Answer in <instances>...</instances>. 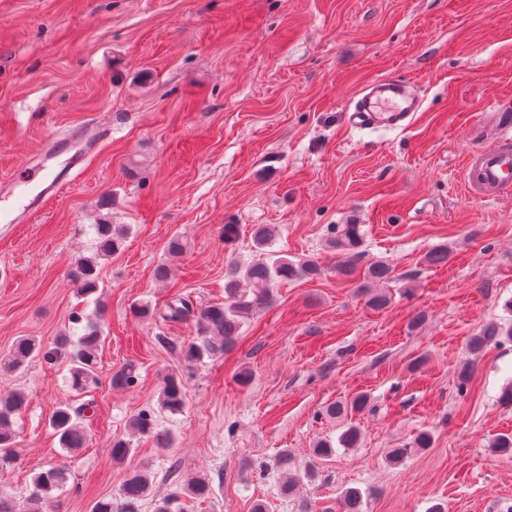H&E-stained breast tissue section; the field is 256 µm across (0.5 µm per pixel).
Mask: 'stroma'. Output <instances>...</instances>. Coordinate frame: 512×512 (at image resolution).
<instances>
[{
    "label": "stroma",
    "instance_id": "1",
    "mask_svg": "<svg viewBox=\"0 0 512 512\" xmlns=\"http://www.w3.org/2000/svg\"><path fill=\"white\" fill-rule=\"evenodd\" d=\"M389 76L419 87L413 123L354 129L350 104ZM510 100L512 0H0V182L22 183L52 135L104 130L74 185L27 222L0 224V357L21 336L52 347L76 312L105 331L88 394L70 390L59 361L0 372V395L27 396L0 488L26 497L36 473L63 462L55 512H89L134 469L151 480L142 512L195 476L211 492L189 512H339L349 488L362 512H512V457L491 446L512 433L500 401L512 340L468 349L486 326L512 323V198L476 201L463 184ZM94 224L125 234L85 297L71 271L95 252ZM258 224L274 226V250L325 272L275 284L233 349L189 366L195 321L159 313L180 296L223 302L228 276L256 257ZM336 224L361 225L359 266H392L385 308L369 305L362 278L336 274ZM441 244L448 263L428 265ZM129 364L134 385L112 387ZM172 374L186 407L157 414V433L173 438L162 448L130 421L156 408ZM356 393L363 412L326 416ZM66 402L84 407L88 435L67 458L49 426ZM350 425L359 447L314 455ZM423 430L431 447L414 445ZM118 439L133 446L121 462ZM395 448L406 451L397 463ZM289 473L302 481L286 495Z\"/></svg>",
    "mask_w": 512,
    "mask_h": 512
}]
</instances>
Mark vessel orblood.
I'll use <instances>...</instances> for the list:
<instances>
[{"mask_svg": "<svg viewBox=\"0 0 512 512\" xmlns=\"http://www.w3.org/2000/svg\"><path fill=\"white\" fill-rule=\"evenodd\" d=\"M421 107L422 99L411 83L381 79L364 89L351 108L349 120L352 126L363 130H402L411 124ZM101 134L98 126L90 124L76 136L49 139L28 168L31 189L24 203L15 210H0V222L19 224L41 211L73 181L75 172L97 150ZM493 141V147L471 154L465 164L467 190L476 200L512 196V131L496 127ZM62 154L66 155V162L54 176H46L49 162Z\"/></svg>", "mask_w": 512, "mask_h": 512, "instance_id": "vessel-or-blood-1", "label": "vessel or blood"}]
</instances>
